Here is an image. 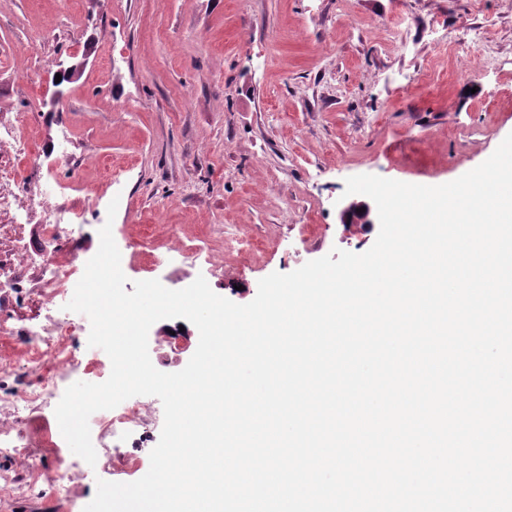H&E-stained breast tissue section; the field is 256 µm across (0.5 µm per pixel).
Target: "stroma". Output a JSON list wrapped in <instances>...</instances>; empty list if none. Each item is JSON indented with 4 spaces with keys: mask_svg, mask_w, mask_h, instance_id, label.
Listing matches in <instances>:
<instances>
[{
    "mask_svg": "<svg viewBox=\"0 0 512 512\" xmlns=\"http://www.w3.org/2000/svg\"><path fill=\"white\" fill-rule=\"evenodd\" d=\"M469 65L480 76L459 79ZM17 120L40 157L25 190L50 169L66 202L105 208L104 169L120 167L116 234L223 249L208 284L246 304L271 273L374 244L378 226L339 222L348 177L442 185L512 133V0H0V124ZM236 233L260 252L226 247ZM126 455L101 452L71 494L144 476L149 459Z\"/></svg>",
    "mask_w": 512,
    "mask_h": 512,
    "instance_id": "1",
    "label": "stroma"
}]
</instances>
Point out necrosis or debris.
<instances>
[{
  "label": "necrosis or debris",
  "mask_w": 512,
  "mask_h": 512,
  "mask_svg": "<svg viewBox=\"0 0 512 512\" xmlns=\"http://www.w3.org/2000/svg\"><path fill=\"white\" fill-rule=\"evenodd\" d=\"M9 152L28 154L21 131H14L10 139L0 138V213L21 209L43 213L45 247L34 250L24 236L17 235L10 249L0 250V335L18 343L16 352L0 353V453L14 459L26 473L28 489L39 493L47 487L64 488L80 469L56 418L41 415V408L56 407L73 375L89 383L106 381L111 363L81 348L84 325L65 308L85 269L73 228L85 223L87 211L53 202L48 191L21 195L12 167L3 160ZM36 266L44 271L40 304L46 317L27 322L18 317L16 309L27 300L23 271ZM163 419L164 412L154 398H129L114 409L91 415L93 445L98 450L111 449L118 458L124 457L129 442L149 448L142 431Z\"/></svg>",
  "instance_id": "obj_1"
}]
</instances>
